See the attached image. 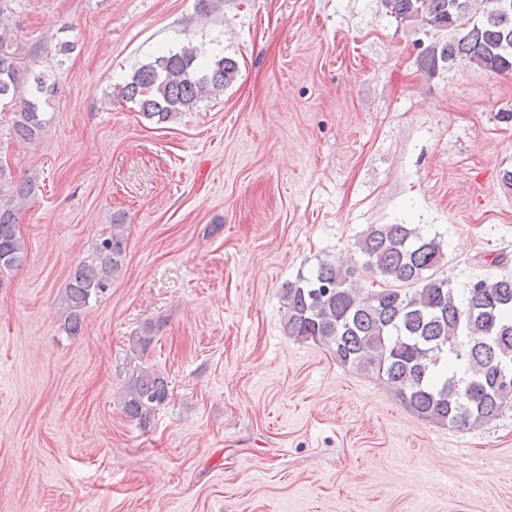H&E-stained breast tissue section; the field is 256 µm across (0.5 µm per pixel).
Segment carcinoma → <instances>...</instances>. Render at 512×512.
I'll return each instance as SVG.
<instances>
[{
    "instance_id": "1",
    "label": "carcinoma",
    "mask_w": 512,
    "mask_h": 512,
    "mask_svg": "<svg viewBox=\"0 0 512 512\" xmlns=\"http://www.w3.org/2000/svg\"><path fill=\"white\" fill-rule=\"evenodd\" d=\"M407 26L423 24L454 36L420 59L428 74L459 61L495 75L512 74V6L500 0H382ZM238 63L220 57L207 65L186 45L141 66L113 95L135 103L157 124L169 123L202 98L224 91ZM13 31L0 25V114H11L12 134L32 143L49 119L42 101L55 84L37 75L21 93ZM22 182L0 194V273L21 264L24 243L16 201L30 195ZM363 268L383 287L363 290L344 262L322 261L308 276L282 289L285 330L293 340L327 348L336 362L375 377L417 418L454 429H473L512 406V279L478 280L456 295L439 275L440 240L410 224H370L357 240ZM126 225L114 223L73 269L61 297L64 329L79 334L85 316L121 273ZM158 327L146 323L132 337L126 362L123 411L142 430L168 404L166 378L142 364Z\"/></svg>"
}]
</instances>
